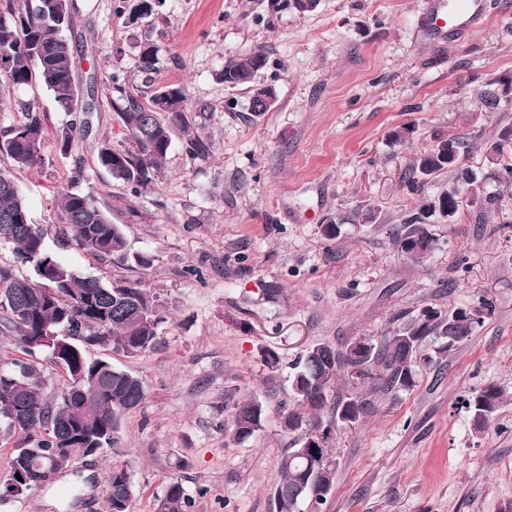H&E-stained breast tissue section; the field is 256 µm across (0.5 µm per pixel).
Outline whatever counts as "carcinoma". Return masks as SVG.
Here are the masks:
<instances>
[{
  "label": "carcinoma",
  "instance_id": "cac0c4a2",
  "mask_svg": "<svg viewBox=\"0 0 512 512\" xmlns=\"http://www.w3.org/2000/svg\"><path fill=\"white\" fill-rule=\"evenodd\" d=\"M149 0H115L114 13L132 26L140 9ZM78 12L76 0H0V72L10 83L26 87L34 82L52 92L58 106L71 116L58 137L60 149L67 152L77 137L91 131L88 114L93 105L76 93L74 59L64 33L72 30ZM268 63V50L261 47L249 56L226 63L218 78L230 87L245 86L250 92L249 110L262 116L272 110L277 96L271 85L257 82ZM136 68L145 78L148 90H136L119 72L109 76L112 109L116 112L127 141L114 144L102 140L97 161L113 182L132 194H140L161 171L172 143L174 129L185 137L187 152L199 157L205 150L201 139L191 131L185 116L187 93L176 84L155 85L160 71L158 46L150 40L136 44ZM483 103L495 111L501 103L512 102L508 86L501 78L490 82ZM46 127L38 107L24 106V119L0 135V156L11 166L0 168V244L13 247L15 260L27 266L32 275L17 273L11 264H0V335L12 339L22 357L6 368L0 367V436H22L14 449L10 477L0 480V502L25 496L30 487H19L11 479L22 467L26 454L32 467V482L45 481L63 469L72 455L61 451L71 431L97 437L100 451L118 446L122 418L138 409L146 399L144 381L104 359H91L86 349L108 348L114 353L136 357L152 351L158 343V329L167 321L164 307L150 290L137 281L114 276L108 280L81 277L61 263L46 245L47 232L33 222L29 205L18 182L25 170L39 163ZM453 147L454 160L445 153ZM471 145L455 135L437 140L418 154L412 174L424 179L448 172V186L418 204V212L399 225L393 236L398 252L415 264L430 259L437 237L430 218L438 207L453 202L454 213L470 206L469 193L481 195L483 204L493 205L496 195L484 193L485 182L512 183V125L497 129L486 145L487 173L478 174L469 164ZM63 224L58 239L73 241L95 260L123 264L128 260L142 268L151 265L144 254H129L125 234L112 223L107 211L88 194L66 191L61 196ZM489 303L477 308L450 307L446 310L426 304L401 312L383 336H358L336 346L316 342L292 364L289 375L292 408L281 414L283 431L307 439L316 437L317 454L329 458L328 442L333 421L346 420L361 425L378 410L380 400L398 399L417 383L418 367H435V380L441 379L440 362L457 344L481 326ZM433 352H425L427 341ZM50 350L49 359L62 368L68 384L50 400L42 390L41 371L30 357L40 348ZM502 390L494 383L473 392L466 400L475 427L483 424L499 408ZM268 413L257 396L231 403L228 440L241 443L263 429ZM280 479L270 490L275 512H301L311 500L326 502L321 491H331L336 466L331 462L311 474V465L288 448L279 459ZM112 495L107 497L108 512H128L131 475L121 465L112 467ZM192 498L182 483L171 480L157 498L155 512H191Z\"/></svg>",
  "mask_w": 512,
  "mask_h": 512
}]
</instances>
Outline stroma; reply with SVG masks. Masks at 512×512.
Wrapping results in <instances>:
<instances>
[{
	"label": "stroma",
	"mask_w": 512,
	"mask_h": 512,
	"mask_svg": "<svg viewBox=\"0 0 512 512\" xmlns=\"http://www.w3.org/2000/svg\"><path fill=\"white\" fill-rule=\"evenodd\" d=\"M488 2L485 25L458 39L429 30L424 0H320L306 15L271 10L269 0H166L151 28L125 26L113 0H77L66 34L75 82L96 83L98 99L90 135L65 155L57 136L68 116L52 93L0 76V133L22 120L26 103L45 116L42 160L19 185L51 251L84 277L120 271L56 239L61 190L92 195L131 252L153 259L149 269L120 272L170 312L154 351L87 350L146 386L144 404L122 419L117 448L72 460L0 512H106L116 463L131 474L129 512H155L173 478L194 499L192 512H275L278 462L295 445L280 407L306 347L383 335L396 313L428 303L476 307L485 298L491 313L443 358L442 378L420 366L413 391L384 400L362 426L335 425L334 485L321 509L308 501L301 509L512 512V186L487 183L494 206L436 223L438 248L424 263L401 257L387 231L448 183L444 173L410 192L416 154L451 134L488 140L512 124V104L490 112L477 100L512 72V0ZM145 37L160 49V81L184 84L186 116L210 150L189 157L174 132L162 172L134 196L99 166L96 145L126 136L108 77L120 71L142 86L134 44ZM261 46L269 58L260 80L276 87L278 103L256 117L248 89L218 74ZM399 127L410 134L391 143ZM369 207L376 223H360ZM329 217L342 221L332 240L321 232ZM267 349L278 370L264 364ZM490 383L504 396L479 430L464 401ZM251 394L267 404L268 421L250 440L229 442L227 403Z\"/></svg>",
	"instance_id": "35a3bbf8"
}]
</instances>
